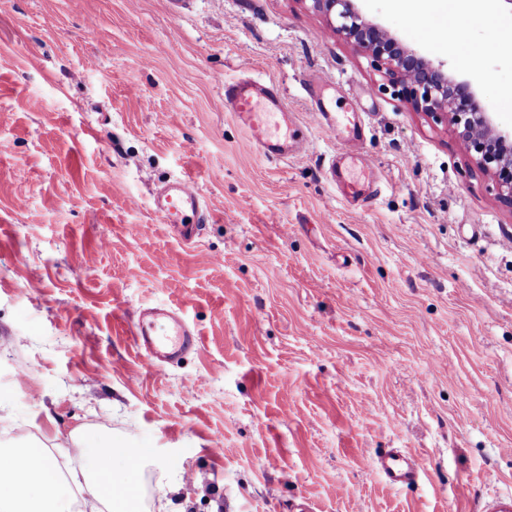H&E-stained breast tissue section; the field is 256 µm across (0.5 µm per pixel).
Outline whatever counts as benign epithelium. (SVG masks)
<instances>
[{
  "label": "benign epithelium",
  "instance_id": "7a95c632",
  "mask_svg": "<svg viewBox=\"0 0 512 512\" xmlns=\"http://www.w3.org/2000/svg\"><path fill=\"white\" fill-rule=\"evenodd\" d=\"M313 10L336 19L331 31L348 39L370 60L398 96L435 124L451 126L477 166L487 173L501 206L512 212V131H502L467 81L434 63L363 19L354 0H309Z\"/></svg>",
  "mask_w": 512,
  "mask_h": 512
}]
</instances>
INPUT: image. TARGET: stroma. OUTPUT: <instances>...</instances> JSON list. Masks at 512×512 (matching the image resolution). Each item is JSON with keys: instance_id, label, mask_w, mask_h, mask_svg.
<instances>
[{"instance_id": "stroma-1", "label": "stroma", "mask_w": 512, "mask_h": 512, "mask_svg": "<svg viewBox=\"0 0 512 512\" xmlns=\"http://www.w3.org/2000/svg\"><path fill=\"white\" fill-rule=\"evenodd\" d=\"M358 7L512 128L506 0ZM221 75L279 87L306 153L262 157ZM379 82L308 0H0V444L67 474L76 428L147 448L140 512H477L512 491V212ZM318 97L367 126L364 207L328 177ZM184 175L207 216L189 246L151 206ZM158 304L199 347L153 370L127 330ZM384 448L421 479L386 485Z\"/></svg>"}]
</instances>
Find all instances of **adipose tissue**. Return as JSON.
<instances>
[{"label": "adipose tissue", "instance_id": "obj_1", "mask_svg": "<svg viewBox=\"0 0 512 512\" xmlns=\"http://www.w3.org/2000/svg\"><path fill=\"white\" fill-rule=\"evenodd\" d=\"M71 443L80 456L88 448L97 450L86 478L92 500L108 502L111 512H137L138 485L130 475L139 465L127 443L115 438L99 446L80 429L72 432ZM34 460L39 466L28 483L23 476ZM0 512H74L72 494L44 448L28 445L14 452L0 451Z\"/></svg>", "mask_w": 512, "mask_h": 512}]
</instances>
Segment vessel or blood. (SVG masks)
Listing matches in <instances>:
<instances>
[{"instance_id": "b4317fda", "label": "vessel or blood", "mask_w": 512, "mask_h": 512, "mask_svg": "<svg viewBox=\"0 0 512 512\" xmlns=\"http://www.w3.org/2000/svg\"><path fill=\"white\" fill-rule=\"evenodd\" d=\"M224 102L262 156L280 160L296 155L306 146L307 139L294 124L275 84L253 79L225 82ZM311 120L339 146L330 167L333 180L346 197L363 198L365 187L377 183L378 176L370 162L360 161L351 149L361 135L356 110H348L339 119L320 103L313 109ZM152 207L159 223L173 229L183 242L191 243L199 237L205 201L190 177L168 183L154 196ZM131 333L137 346L145 351L147 365L154 369L198 345L196 333L175 308L168 306L142 309ZM374 465L393 487L415 483L422 474L413 455L395 448L377 455Z\"/></svg>"}]
</instances>
